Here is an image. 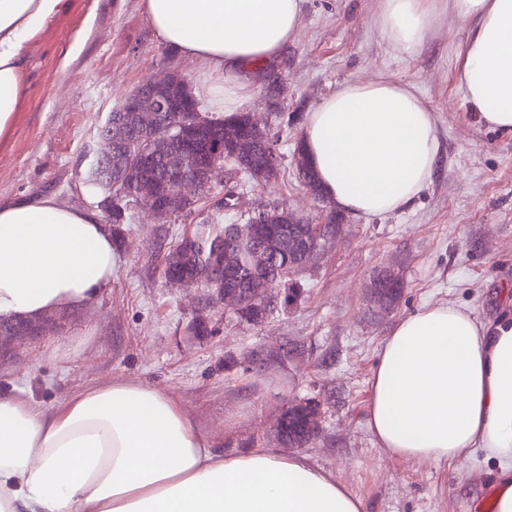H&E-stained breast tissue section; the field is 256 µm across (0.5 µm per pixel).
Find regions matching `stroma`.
I'll use <instances>...</instances> for the list:
<instances>
[{"instance_id":"stroma-1","label":"stroma","mask_w":512,"mask_h":512,"mask_svg":"<svg viewBox=\"0 0 512 512\" xmlns=\"http://www.w3.org/2000/svg\"><path fill=\"white\" fill-rule=\"evenodd\" d=\"M381 0H305L296 40L270 77L248 91L245 111L282 130L277 178L231 191L219 174L195 212L158 221L136 207L117 236L110 288L63 311L35 342L0 360V391L53 409L116 379L169 393L216 449L289 452L276 431L289 405L320 403L318 433L299 447L362 499L366 512H490L497 465L484 450L461 462H406L380 448L367 423L370 378L395 324L423 307L454 304L481 322L512 317V134L486 129L456 81L464 23L436 0L420 46L402 51L382 34ZM80 52H72L74 40ZM175 71L192 86L209 70L160 42L142 0H68L26 52V98L0 139V202L52 195L70 206L96 151L98 129L138 84ZM389 77L412 85L437 115L443 147L430 182L383 217L344 215L336 236L297 275V296L256 324L212 308L210 291L166 281L161 258L233 193L234 213L282 206L313 223L330 202L311 196L293 161L305 115L352 80ZM294 115L288 129L281 117ZM403 282L393 305L371 283ZM205 331H195L196 322Z\"/></svg>"}]
</instances>
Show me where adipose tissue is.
<instances>
[{"mask_svg": "<svg viewBox=\"0 0 512 512\" xmlns=\"http://www.w3.org/2000/svg\"><path fill=\"white\" fill-rule=\"evenodd\" d=\"M466 24L456 79L489 128L512 134V0H449ZM432 0H381L396 48L419 45ZM67 0H0V138L25 91L29 44ZM161 42L203 62L204 92L225 115L245 77L297 34L302 0H142ZM303 153L321 195L352 215L413 202L441 151L417 91L351 81L306 117ZM116 242L91 207L39 196L0 203V318L36 321L89 304L112 284ZM368 426L409 461L457 462L483 449L499 468L491 512H512V318L484 324L431 305L401 319L371 375ZM0 512H364L362 500L301 454L216 452L169 394L130 380L93 386L45 410L0 393Z\"/></svg>", "mask_w": 512, "mask_h": 512, "instance_id": "ef3b65f1", "label": "adipose tissue"}]
</instances>
